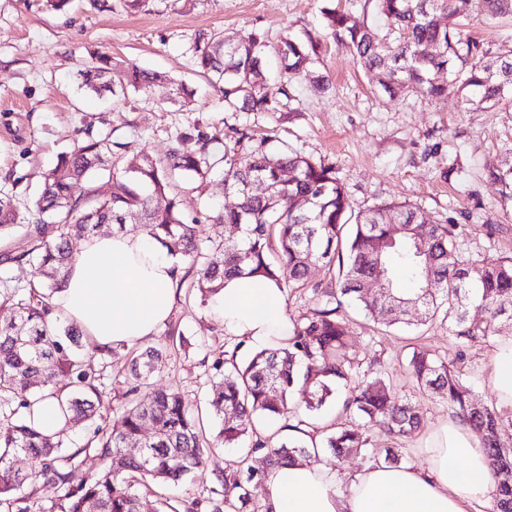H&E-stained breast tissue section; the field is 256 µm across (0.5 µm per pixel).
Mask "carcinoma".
Returning a JSON list of instances; mask_svg holds the SVG:
<instances>
[{
	"label": "carcinoma",
	"instance_id": "carcinoma-1",
	"mask_svg": "<svg viewBox=\"0 0 512 512\" xmlns=\"http://www.w3.org/2000/svg\"><path fill=\"white\" fill-rule=\"evenodd\" d=\"M387 22L381 35L348 13L322 10L326 27L353 58L371 72L390 95L420 94L432 99L456 93L480 109L512 105V50L490 58L492 47L460 35L462 20L476 13L488 20L512 18V0H373ZM270 47L265 34L229 37L217 32L192 47L195 64L210 75L224 98L226 112H282L295 99L293 81L311 73L317 58L314 42L286 36L273 46L284 82L280 97L261 91V63ZM112 56L97 52L82 75V85L98 96L119 99L132 88L151 94L159 76L134 65L114 82ZM235 146L224 145V187L236 198L233 207L212 217L216 224L239 229L236 237L204 244L199 225L189 222L180 193L198 192L214 170L213 144L219 138L197 136L199 146L182 143L180 132L166 154L134 159L112 175L107 197L74 196L73 186L91 173L108 170L112 148L107 137L92 138L60 154L44 174L34 202H22L0 187V237L21 224L22 245L3 252L0 265L32 268L33 280L13 287L0 279V512H163L149 498L150 484L178 482L203 467L214 448L247 446L260 453L262 470L230 465L217 476L220 489L207 498V512H266L252 489L264 484L266 470L300 460L310 447L303 436L318 428L315 413L334 401L350 420L321 428V447L338 469L353 452L366 450L367 430L377 426L402 439L423 427L417 405L381 374L362 369L346 357L352 335L344 301L386 327L439 324L448 329L456 352L447 357L416 349L408 369L419 388L448 406L453 420L481 434L491 477L493 512H512V422L497 407L477 399L462 365L464 344L500 332L512 322V256L488 263L465 256L459 225L431 223L408 203H382L355 212L333 166L300 154L268 147L271 137L251 146V161L241 166L236 146L249 136L233 127ZM499 186L501 205L512 208V159L485 167ZM57 234L46 236V218ZM133 221L188 262L176 281L200 294L205 304L224 287V277L258 275L284 289L309 290L315 302L288 327V346L257 351L243 364L237 350L224 352L213 369L223 382L211 405L219 420L213 441L205 439L200 419L171 389L140 396L149 385L162 351L149 347L127 366L124 403L106 425L101 411L102 378L112 347H96L80 330L58 319L51 299L72 260L70 238L93 232L99 224L126 228ZM332 271L331 284L310 278L312 265ZM407 268L414 288L403 289L393 265ZM377 289L379 299L364 290ZM91 348L102 365L87 364ZM61 401L72 427L93 428L83 444L62 430L46 435L30 422L36 396ZM266 421L278 425L280 439L256 431ZM38 460L34 470L15 466L20 457ZM98 461L90 477L74 483L73 472ZM50 485L57 496L49 508L39 504V489Z\"/></svg>",
	"mask_w": 512,
	"mask_h": 512
}]
</instances>
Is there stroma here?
I'll return each mask as SVG.
<instances>
[{"label":"stroma","instance_id":"obj_1","mask_svg":"<svg viewBox=\"0 0 512 512\" xmlns=\"http://www.w3.org/2000/svg\"><path fill=\"white\" fill-rule=\"evenodd\" d=\"M110 4V10L100 11L88 0H72L67 10L56 11L46 0H0V186L33 198L58 154L90 136L126 144L129 157L140 152L160 157L180 131L194 127L221 137L236 126L257 137L275 135L301 154L332 164L354 210L407 202L431 220L455 218L474 256L494 261L512 255V213L503 211L496 185L483 172L486 163L512 155V111H472L453 94L439 100L390 97L323 26V8L333 7L382 27L371 0H146L136 11L124 0ZM220 31L228 36L261 31L273 43L286 35L314 41L313 73L327 80L328 89L320 93L311 81H301L288 112L225 111L220 92L192 61L196 40ZM93 51L111 54L117 66L154 72L162 82L149 96L130 91L117 100L87 93L81 75ZM176 83L185 86L188 98L171 95ZM455 163L461 173L449 174ZM233 202L217 171L203 194L184 195L183 210L200 218L203 237L218 242L229 230L209 216ZM354 320L350 354L379 360L426 423L424 431L399 441L370 429L369 447L380 454L400 448L404 465L425 466L427 434L447 421L448 407L419 390L406 361L419 347L445 355L455 347L436 326L411 334L360 314ZM168 324L175 335L161 332L151 341L164 351L152 382L174 388L187 405L201 410L206 436L214 438L218 421L210 400L222 377L212 364L235 342L199 298L185 292ZM494 344L491 338L470 342L463 367L485 401L495 398L489 380ZM238 461L256 470L264 466L262 455L219 447L204 467L160 492L189 501L206 497L216 475Z\"/></svg>","mask_w":512,"mask_h":512}]
</instances>
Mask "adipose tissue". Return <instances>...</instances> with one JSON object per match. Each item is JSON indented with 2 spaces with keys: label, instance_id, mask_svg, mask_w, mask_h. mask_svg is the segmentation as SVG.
<instances>
[{
  "label": "adipose tissue",
  "instance_id": "ef3b65f1",
  "mask_svg": "<svg viewBox=\"0 0 512 512\" xmlns=\"http://www.w3.org/2000/svg\"><path fill=\"white\" fill-rule=\"evenodd\" d=\"M183 265L150 236L91 234L65 271L53 303L62 321L98 346L147 343L169 320L175 290L171 272ZM284 291L269 279H228L209 307L226 335L256 350L287 338ZM423 469L370 466L339 488L329 464L298 462L269 471V512H468L487 497L486 450L473 431L444 423L431 432Z\"/></svg>",
  "mask_w": 512,
  "mask_h": 512
}]
</instances>
